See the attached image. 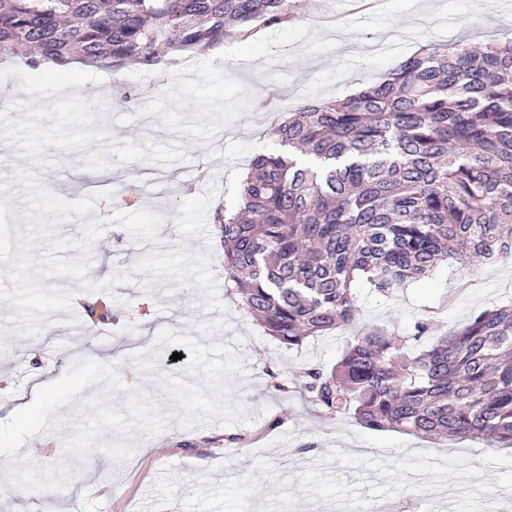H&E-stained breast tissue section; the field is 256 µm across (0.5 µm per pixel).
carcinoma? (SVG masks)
Masks as SVG:
<instances>
[{
	"label": "carcinoma",
	"instance_id": "cac0c4a2",
	"mask_svg": "<svg viewBox=\"0 0 512 512\" xmlns=\"http://www.w3.org/2000/svg\"><path fill=\"white\" fill-rule=\"evenodd\" d=\"M292 20L288 0H0V55L150 66L231 28ZM218 212L224 270L288 346L356 319L351 284L388 297L441 262L512 256V41L424 47L382 80L302 107ZM321 412L367 427L512 445V303L408 359L394 330L304 371Z\"/></svg>",
	"mask_w": 512,
	"mask_h": 512
}]
</instances>
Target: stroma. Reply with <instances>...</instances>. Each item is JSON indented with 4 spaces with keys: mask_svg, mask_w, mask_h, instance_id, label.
<instances>
[{
    "mask_svg": "<svg viewBox=\"0 0 512 512\" xmlns=\"http://www.w3.org/2000/svg\"><path fill=\"white\" fill-rule=\"evenodd\" d=\"M288 4L291 23L225 39L220 63L185 49L118 70L74 61L53 78L20 59L0 68L14 93L0 103V182L32 170L63 200L97 196L107 223L85 278L51 280L72 312L27 338L0 303V512H512V448L323 414L301 377L330 369L364 327L393 328L412 356L512 302V256L441 265L388 298L355 281V322L291 348L236 294L215 221L287 113L345 98L427 45L512 39V0ZM74 80L87 94L61 93ZM132 195L162 216L157 242L111 224ZM90 296L111 320L88 318Z\"/></svg>",
    "mask_w": 512,
    "mask_h": 512,
    "instance_id": "stroma-1",
    "label": "stroma"
}]
</instances>
